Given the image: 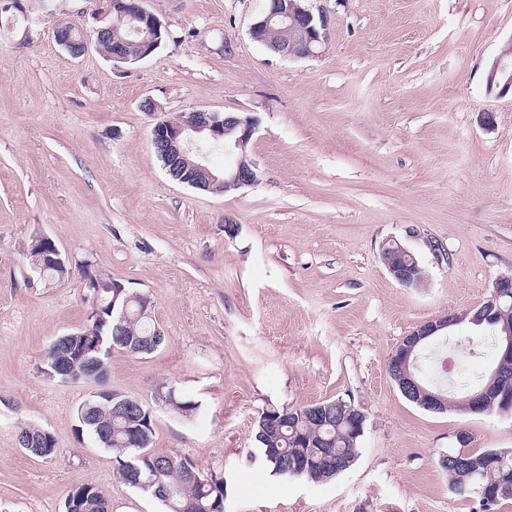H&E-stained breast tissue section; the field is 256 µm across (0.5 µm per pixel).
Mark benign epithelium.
I'll return each mask as SVG.
<instances>
[{"label":"benign epithelium","mask_w":512,"mask_h":512,"mask_svg":"<svg viewBox=\"0 0 512 512\" xmlns=\"http://www.w3.org/2000/svg\"><path fill=\"white\" fill-rule=\"evenodd\" d=\"M308 2L310 0H266L261 17L251 27L252 39L288 59L317 55L328 41V19L324 14L315 15ZM112 14L128 24L126 35H121L118 27L112 25L97 27L87 37L77 33L74 26L64 24L54 29V40L74 56L83 54L90 40L97 48L105 43L110 46L107 59L116 64H125L132 59L140 61L159 46L162 26L142 6V0H114ZM132 34L135 35L133 40L129 39ZM486 81L491 89L498 88L503 94L512 92V54L509 51L500 52L487 73ZM256 127L257 120L252 117L228 115L221 119L216 112L198 109L186 113L176 122L165 118L157 121L152 128L151 141L161 158L184 169L180 183L208 192L216 191L219 185L223 192L228 193L258 181V165L248 155ZM206 132L215 138L224 137V151L236 156L235 164L225 169L221 177L214 174L205 156L199 155L194 160L187 156L188 145ZM382 261L400 285L416 287L414 270L418 259L410 249L393 240L383 248ZM508 293L512 295V276H502L494 282L489 296L480 306L462 313L450 311L419 324L406 335L388 362V372L396 376L401 393L409 398L422 391L409 365L423 341L466 320L478 326L483 324L491 319V312L499 306L501 297ZM506 380L499 368L492 369L489 385L464 398L465 409L471 413L489 412L485 406L489 386H498Z\"/></svg>","instance_id":"7a95c632"}]
</instances>
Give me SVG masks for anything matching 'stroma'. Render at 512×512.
I'll return each instance as SVG.
<instances>
[{"instance_id": "35a3bbf8", "label": "stroma", "mask_w": 512, "mask_h": 512, "mask_svg": "<svg viewBox=\"0 0 512 512\" xmlns=\"http://www.w3.org/2000/svg\"><path fill=\"white\" fill-rule=\"evenodd\" d=\"M142 5L169 37L117 66L53 36L109 20L108 0L44 14L37 0H0V512H60L83 482L112 512H166L78 434L92 385L41 372L51 342L87 322V259L147 294L166 336L149 355L113 352L104 388L149 403L168 384L198 403L188 420L155 409L154 446L223 474L224 512H480L438 460L462 431L466 451L512 452V415L425 410L388 361L416 325L479 306L512 274V95L485 82L512 40V0H313L328 42L296 60L251 38L265 0ZM195 109L258 119L256 185L213 194L167 174L152 128ZM39 237L68 257L65 278L27 265ZM393 239L416 253L425 287L390 276ZM453 332L473 338L448 350L453 379L492 367L487 329ZM329 398L366 416L353 466L256 491L271 472L254 438L261 412ZM21 424L53 434L55 455L21 448Z\"/></svg>"}]
</instances>
